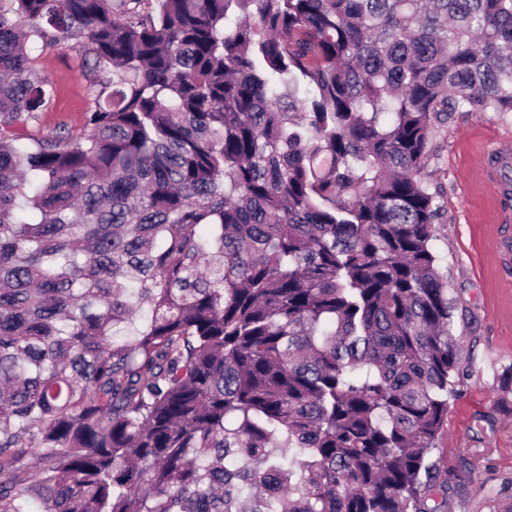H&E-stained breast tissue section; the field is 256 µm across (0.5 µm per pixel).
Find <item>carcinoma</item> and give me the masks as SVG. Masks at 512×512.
<instances>
[{
	"instance_id": "cac0c4a2",
	"label": "carcinoma",
	"mask_w": 512,
	"mask_h": 512,
	"mask_svg": "<svg viewBox=\"0 0 512 512\" xmlns=\"http://www.w3.org/2000/svg\"><path fill=\"white\" fill-rule=\"evenodd\" d=\"M84 133L0 139V512H447L461 359L423 172L512 112V0H0ZM34 71L55 85L52 103L38 116L25 123L0 124L4 140L30 144L60 130L80 136L84 131L85 112L89 106L88 79L78 52L46 48L33 53Z\"/></svg>"
}]
</instances>
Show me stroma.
I'll list each match as a JSON object with an SVG mask.
<instances>
[{
    "label": "stroma",
    "instance_id": "1",
    "mask_svg": "<svg viewBox=\"0 0 512 512\" xmlns=\"http://www.w3.org/2000/svg\"><path fill=\"white\" fill-rule=\"evenodd\" d=\"M34 71L54 83L52 103L28 122L0 124V138L30 144L63 130L81 135L89 106L81 56L47 48L35 52ZM489 140L512 146V113H455L433 141L425 174L444 211L435 250L461 333L462 373L439 448L445 467L467 475L449 489L447 512L512 506V405L498 403L502 380L512 376V262L500 261L495 248L497 237L512 240V219L501 221L500 200L473 168Z\"/></svg>",
    "mask_w": 512,
    "mask_h": 512
}]
</instances>
